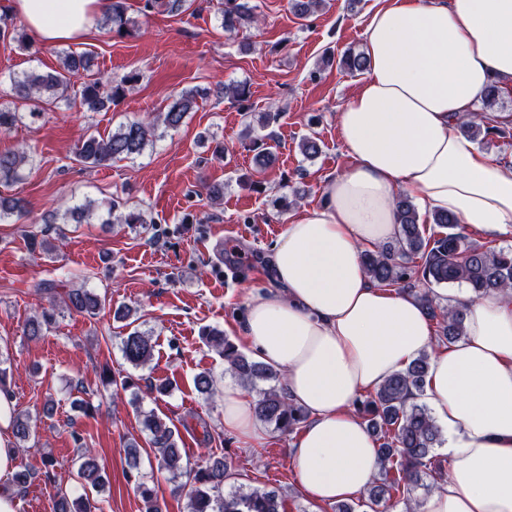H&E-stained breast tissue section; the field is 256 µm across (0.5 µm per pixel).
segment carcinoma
Instances as JSON below:
<instances>
[{
	"instance_id": "1",
	"label": "carcinoma",
	"mask_w": 512,
	"mask_h": 512,
	"mask_svg": "<svg viewBox=\"0 0 512 512\" xmlns=\"http://www.w3.org/2000/svg\"><path fill=\"white\" fill-rule=\"evenodd\" d=\"M256 7L249 0H222L221 25L227 31H239L257 21ZM125 0H109L103 23L118 37L132 35L134 21L127 17ZM0 39H10L23 49L29 48L27 34L17 28L13 17L0 15ZM93 58L87 53L64 52L58 70L24 72L12 82L14 96L28 113L37 116L41 104L70 101L67 95L71 80L91 71ZM124 95V87L99 76L91 77L81 85L80 105L88 112H99L106 104H115ZM196 94L183 91L176 95L167 110L158 116V122L139 120L120 125L111 135L89 134L75 146L76 156L84 163L107 165L115 159H133L142 155L154 137L157 123L176 130L188 112L195 106ZM464 135L484 141L493 133L505 134L494 119L476 113L461 126ZM34 166L33 157L25 150L0 153V185H8L24 177L25 171ZM107 213L109 224H145L140 212L121 211L120 201L88 200L69 209L63 219L80 224L89 221L99 210ZM26 213V203L16 197L0 196V221ZM400 224L398 237L362 253V263L369 277L382 286H401L422 302L435 321L438 342L446 345L460 340L464 335V316L453 305H443L428 292L417 287L424 284L446 286L465 285L478 296H490L512 289V248L496 249L480 243L464 232L457 218L448 214H435L433 224L439 232L424 235L419 216L407 197L397 201ZM66 306L81 314L94 315L106 305L102 297L87 288H71L66 292ZM132 310L120 307L115 315L126 321L129 328L121 338L124 359L134 367L151 360V337L129 322ZM53 321V314L42 312L27 324V334L38 337ZM205 340L224 357L227 369L241 386L257 391L253 402L255 417L276 430L293 432L307 420V413L293 404L283 390V375L266 364L240 351L222 332L204 331ZM430 368V355L423 353L405 369L389 378L378 390L366 396L357 408L358 414L378 442L381 456L379 477L365 495L357 501H340L331 506L332 512H358L361 507L380 512H418L419 498L414 492L426 479H436L433 469L435 448L442 444L441 429L427 405L418 402L425 389ZM143 426L150 433V445L155 449L158 469L172 475V492L186 493L189 512H285V499L276 489L250 487L226 494L224 484L235 478V473L224 457L209 456L203 466H193L178 447L175 431L154 411L143 415ZM14 436L20 441L29 440L32 430L29 418L16 414L13 421ZM77 476L82 487L101 489L105 485L103 471L96 457L89 451L79 458ZM137 490L146 505V512H161L155 487L138 477Z\"/></svg>"
}]
</instances>
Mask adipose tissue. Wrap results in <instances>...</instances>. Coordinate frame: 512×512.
Segmentation results:
<instances>
[{
	"mask_svg": "<svg viewBox=\"0 0 512 512\" xmlns=\"http://www.w3.org/2000/svg\"><path fill=\"white\" fill-rule=\"evenodd\" d=\"M107 0H0L49 45L96 33ZM367 68L338 127L350 166L322 203L294 215L278 239L277 290L251 293L243 328L254 356L280 370L309 419L289 454L319 505L353 499L380 468L374 436L353 405L435 342L419 301L373 282L364 249L394 239L396 201L450 213L489 235L512 232V165L457 129L493 82H512V0H381L364 30ZM465 336L432 359L425 400L444 431L447 467L420 512H512V290L454 301ZM14 399L0 391V512H17ZM224 427L258 443L253 403L224 390Z\"/></svg>",
	"mask_w": 512,
	"mask_h": 512,
	"instance_id": "adipose-tissue-1",
	"label": "adipose tissue"
}]
</instances>
